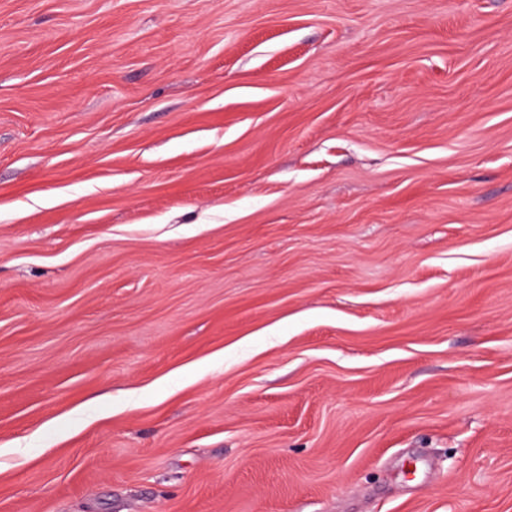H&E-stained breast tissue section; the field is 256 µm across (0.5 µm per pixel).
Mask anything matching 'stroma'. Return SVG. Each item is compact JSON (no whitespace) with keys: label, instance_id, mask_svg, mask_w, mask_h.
<instances>
[{"label":"stroma","instance_id":"1","mask_svg":"<svg viewBox=\"0 0 512 512\" xmlns=\"http://www.w3.org/2000/svg\"><path fill=\"white\" fill-rule=\"evenodd\" d=\"M1 446L0 512H512V0H0Z\"/></svg>","mask_w":512,"mask_h":512}]
</instances>
